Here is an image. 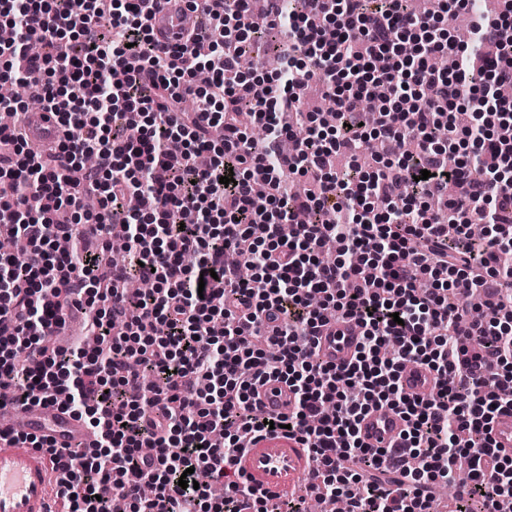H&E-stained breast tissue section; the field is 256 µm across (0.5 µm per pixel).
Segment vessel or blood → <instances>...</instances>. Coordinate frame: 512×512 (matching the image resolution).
Wrapping results in <instances>:
<instances>
[{"label": "vessel or blood", "mask_w": 512, "mask_h": 512, "mask_svg": "<svg viewBox=\"0 0 512 512\" xmlns=\"http://www.w3.org/2000/svg\"><path fill=\"white\" fill-rule=\"evenodd\" d=\"M199 21L193 0H160L149 17L152 35L160 45L179 44L182 34ZM22 121L31 141H59L55 119L43 111L24 113ZM361 340V329L352 320L337 322L318 338V350L325 361L348 363ZM400 384L405 393L425 397L436 386V375L429 369L411 365L405 368ZM258 399L270 414L289 413L294 395L287 385L272 381L258 389ZM10 424H23L26 433L53 438L55 447L93 446L95 435L84 422L67 411L31 406L11 412ZM406 424L395 413L371 412L361 423L363 442L372 448L395 447ZM491 437L497 448L512 452V411L498 413L491 424ZM249 486L270 495L287 497L303 477L312 473L315 463L310 449L297 440L268 435L248 444L236 460ZM55 464L38 448L0 443V512H52L51 483Z\"/></svg>", "instance_id": "b4317fda"}]
</instances>
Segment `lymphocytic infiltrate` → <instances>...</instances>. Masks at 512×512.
I'll return each instance as SVG.
<instances>
[{
    "mask_svg": "<svg viewBox=\"0 0 512 512\" xmlns=\"http://www.w3.org/2000/svg\"><path fill=\"white\" fill-rule=\"evenodd\" d=\"M150 2L0 0V23L15 30L0 77L24 73L65 129L47 151L0 129V226L27 253L20 265L0 254V388L10 390L0 408L57 404L96 435L76 449L26 433L9 441L49 449L68 512H100L101 483L129 512H305V498L256 492L234 467L248 439L270 431L255 395L277 380L295 405L273 424L311 449L310 491L356 512H431L436 490L455 483V512L477 502L512 512V455L490 436L496 413L512 410V141L501 135L512 100L496 95L512 85V0L490 15L472 0H432L416 15L367 0H302L293 15L282 0L261 14L253 0H207L172 48L151 38ZM451 10L470 14L468 43L439 31ZM266 27L282 29L288 53L256 84L239 59ZM67 31L78 48L61 57ZM201 69L204 88L193 82ZM314 79L335 104L325 124L303 109ZM190 97L198 106L183 111ZM359 99L372 101L374 124H361ZM461 110L474 124H457ZM287 136L300 141L289 154L278 150ZM381 138L419 149L360 182L333 169L336 153L358 160ZM284 171L306 178L304 199L289 195ZM89 194L99 212L86 211ZM301 210L311 222L296 221ZM473 212L481 241L465 223L448 235V216ZM78 224L104 239L120 232L130 262L104 269L76 246L51 255ZM337 238L344 251L322 262ZM241 250L249 280L229 259ZM131 279L149 291H125ZM483 302L490 316L472 320L469 305ZM76 304L93 310L97 349L55 344ZM344 318L362 341L336 366L317 338ZM408 364L436 374L431 397L402 390ZM382 409L406 422L392 465L388 449L359 438L362 416Z\"/></svg>",
    "mask_w": 512,
    "mask_h": 512,
    "instance_id": "f902f5d3",
    "label": "lymphocytic infiltrate"
}]
</instances>
